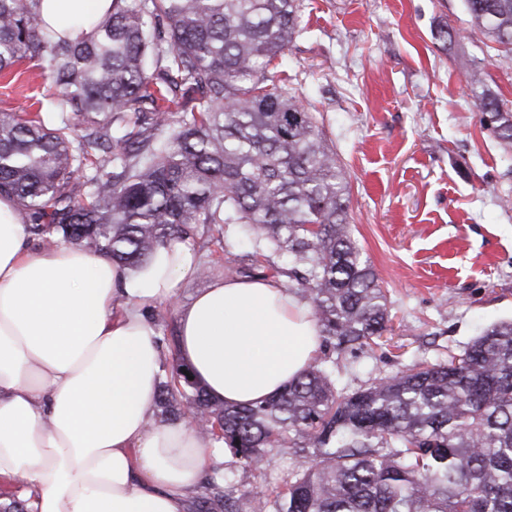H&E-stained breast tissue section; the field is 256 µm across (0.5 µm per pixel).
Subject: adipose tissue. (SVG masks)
Instances as JSON below:
<instances>
[{
  "instance_id": "obj_1",
  "label": "adipose tissue",
  "mask_w": 512,
  "mask_h": 512,
  "mask_svg": "<svg viewBox=\"0 0 512 512\" xmlns=\"http://www.w3.org/2000/svg\"><path fill=\"white\" fill-rule=\"evenodd\" d=\"M51 27L90 32L112 0H40ZM187 242L130 271L104 253L35 244L0 197V507L26 512H187L219 454L184 424L151 425L163 357L149 309L194 276ZM179 355L209 395L251 405L313 364L310 306L268 278L215 281L177 311Z\"/></svg>"
}]
</instances>
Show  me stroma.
<instances>
[{
    "mask_svg": "<svg viewBox=\"0 0 512 512\" xmlns=\"http://www.w3.org/2000/svg\"><path fill=\"white\" fill-rule=\"evenodd\" d=\"M303 4L288 74L348 174L352 233L392 318L378 345L337 357V378L354 390L447 359L512 319V146L482 128L477 97L485 88L512 102V67L469 37L464 0ZM49 92L38 61L24 62L0 78V113L38 111ZM218 234L198 229L200 274L156 309L169 333L178 307L224 276L210 264ZM220 464L225 484L261 487L286 479L295 461L273 456L261 474L228 454Z\"/></svg>",
    "mask_w": 512,
    "mask_h": 512,
    "instance_id": "1",
    "label": "stroma"
}]
</instances>
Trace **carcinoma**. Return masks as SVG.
I'll use <instances>...</instances> for the list:
<instances>
[{"instance_id": "obj_1", "label": "carcinoma", "mask_w": 512, "mask_h": 512, "mask_svg": "<svg viewBox=\"0 0 512 512\" xmlns=\"http://www.w3.org/2000/svg\"><path fill=\"white\" fill-rule=\"evenodd\" d=\"M39 0H0V74L42 61L44 110L0 115V195L30 232L108 254L131 270L195 226L240 228L213 260L272 276L312 309L324 345L377 344L388 299L348 220V176L284 69L299 0H112L88 36L48 28ZM471 31L512 61V0H464ZM480 123L512 145V109L482 93ZM159 420L207 413L201 430L244 468L296 465L266 490L223 486L200 512H512V320L459 354L348 390L335 364L309 366L248 406L209 398L163 362Z\"/></svg>"}]
</instances>
